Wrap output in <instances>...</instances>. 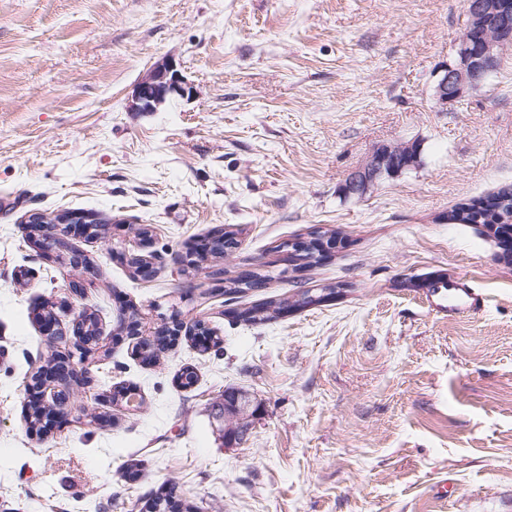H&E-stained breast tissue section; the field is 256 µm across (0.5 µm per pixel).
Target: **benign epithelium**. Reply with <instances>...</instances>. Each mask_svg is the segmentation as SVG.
<instances>
[{"label": "benign epithelium", "instance_id": "7a95c632", "mask_svg": "<svg viewBox=\"0 0 512 512\" xmlns=\"http://www.w3.org/2000/svg\"><path fill=\"white\" fill-rule=\"evenodd\" d=\"M468 23L459 37L456 57L438 72L435 87L434 108L438 112L448 109V103L460 100L479 90L497 69L503 50L512 45V0H467ZM193 94L173 65L165 63L150 69L139 81L132 108L137 112H154L168 100ZM413 151L409 143H393L372 153L365 163L348 174L345 183L358 187L357 196L366 195L378 182L388 176L394 177L409 169L413 162L408 153ZM28 221L36 225L41 236L43 255L66 247L65 224H92L94 218L88 214L64 213L47 216L34 212ZM51 343L61 344L57 359L59 366L53 374L39 372L32 379L33 387L40 393L39 406L49 407L51 418L67 417L71 413L69 393L73 385L80 382L74 369L68 365L74 353L84 355V339L70 344L58 342L50 335ZM234 406L236 414L224 420V434L231 440L246 424H251L253 413L248 394L236 389Z\"/></svg>", "mask_w": 512, "mask_h": 512}]
</instances>
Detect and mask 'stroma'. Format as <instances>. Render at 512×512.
I'll return each mask as SVG.
<instances>
[{"instance_id": "stroma-1", "label": "stroma", "mask_w": 512, "mask_h": 512, "mask_svg": "<svg viewBox=\"0 0 512 512\" xmlns=\"http://www.w3.org/2000/svg\"><path fill=\"white\" fill-rule=\"evenodd\" d=\"M466 23V0H0V512H149L171 483L196 512H512V264L482 225L446 219L512 184V50L435 111ZM166 61L194 95L133 111ZM397 142L416 164L345 196ZM33 211L93 214L101 235L72 227L44 257ZM228 226L231 256L182 271ZM337 229L342 249L287 271L279 244ZM259 268L287 277L226 301L225 280ZM461 280L485 303L452 318L431 286ZM336 282L322 305L235 317ZM47 307L70 337L93 316L73 398L100 421L36 434ZM128 307L146 333L204 320L222 347L183 335L146 363L116 323ZM230 388L256 412L228 446L213 405ZM412 145L413 144L409 143H393L379 148L367 158L365 163L360 168L348 174L343 186L348 184L349 188L355 187L360 185V181H362V186L359 190L351 191L354 193V195L362 197L366 195L372 188L377 186L380 180L386 177H394L402 174L405 170L409 169L413 165V162L409 160L407 156L409 152H414ZM391 152L403 156L401 161L402 167L398 169H391L388 174H386L383 170V157ZM374 170L376 172L371 174Z\"/></svg>"}]
</instances>
